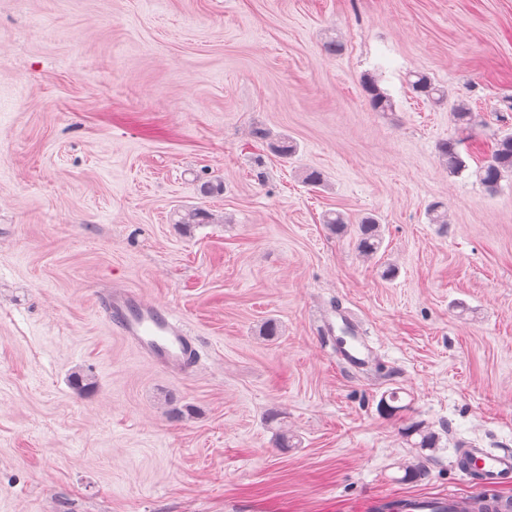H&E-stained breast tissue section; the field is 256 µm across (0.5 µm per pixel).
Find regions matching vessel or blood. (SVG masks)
<instances>
[{"label": "vessel or blood", "instance_id": "obj_1", "mask_svg": "<svg viewBox=\"0 0 512 512\" xmlns=\"http://www.w3.org/2000/svg\"><path fill=\"white\" fill-rule=\"evenodd\" d=\"M101 309L113 330L136 344L159 368L189 373L199 360L200 344L172 313L122 288L104 294ZM461 461L477 474L482 484L494 487L512 479V450L498 452L470 445L462 449ZM455 496H413L407 512H459Z\"/></svg>", "mask_w": 512, "mask_h": 512}]
</instances>
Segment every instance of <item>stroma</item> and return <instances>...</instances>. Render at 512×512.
I'll return each mask as SVG.
<instances>
[{"label":"stroma","mask_w":512,"mask_h":512,"mask_svg":"<svg viewBox=\"0 0 512 512\" xmlns=\"http://www.w3.org/2000/svg\"><path fill=\"white\" fill-rule=\"evenodd\" d=\"M418 72L440 101L412 94ZM511 99L512 0H0V512L482 494L456 458L512 448V177L491 192L476 170ZM462 102L479 124L453 174L439 148ZM195 208L212 223L179 225ZM329 211L376 215L384 253L364 259ZM117 287L186 322L194 371L112 329ZM337 307L364 368L323 336ZM411 421L435 447L406 441Z\"/></svg>","instance_id":"1"}]
</instances>
